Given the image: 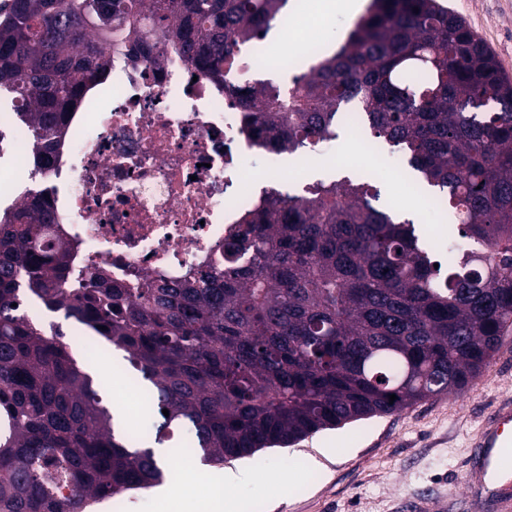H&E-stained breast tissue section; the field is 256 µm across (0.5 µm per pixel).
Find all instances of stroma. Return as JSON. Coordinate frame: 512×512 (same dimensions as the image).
<instances>
[{
  "label": "stroma",
  "mask_w": 512,
  "mask_h": 512,
  "mask_svg": "<svg viewBox=\"0 0 512 512\" xmlns=\"http://www.w3.org/2000/svg\"><path fill=\"white\" fill-rule=\"evenodd\" d=\"M293 19L289 33L311 30L321 54L338 49L352 19L321 16L313 6L298 8L289 0ZM462 16L495 55L502 73L512 77V0H443ZM361 142L350 134L312 148L308 179L334 171L347 160L348 172L373 182L382 202L413 208L436 241H447V226L433 204L414 191L404 169L391 158L364 159ZM495 357L497 368L481 374L463 393L430 399L394 415L361 420L327 429L287 448L257 451L270 473L286 472L287 495L269 483L238 488L231 512H406L415 496L453 499L464 490L462 474L470 454L468 444L481 416L499 397H512V333ZM323 448L333 449L320 457ZM320 457L323 468L312 472L309 458Z\"/></svg>",
  "instance_id": "35a3bbf8"
}]
</instances>
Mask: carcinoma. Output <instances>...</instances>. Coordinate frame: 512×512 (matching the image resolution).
Listing matches in <instances>:
<instances>
[{
    "label": "carcinoma",
    "instance_id": "cac0c4a2",
    "mask_svg": "<svg viewBox=\"0 0 512 512\" xmlns=\"http://www.w3.org/2000/svg\"><path fill=\"white\" fill-rule=\"evenodd\" d=\"M288 0H8L0 4V95L30 123L33 168L86 88L104 79L112 31L130 55L173 34L224 84L244 132L300 154L338 136L344 111L398 150L451 217L441 257L424 228L369 181L274 189L224 242V266L181 285L150 280L129 303L100 273L59 288L70 247L24 193L0 212V512H86L165 473L153 443L188 427L219 464L310 433L464 392L512 330V80L439 0H372L331 56L288 94L241 88L238 43L260 40ZM49 311L103 337L148 384L149 429L113 425L93 376L59 331L16 306L18 281ZM396 395L389 402L390 395ZM168 410L164 415L162 410Z\"/></svg>",
    "mask_w": 512,
    "mask_h": 512
}]
</instances>
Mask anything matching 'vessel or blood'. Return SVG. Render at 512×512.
Returning a JSON list of instances; mask_svg holds the SVG:
<instances>
[{"label":"vessel or blood","mask_w":512,"mask_h":512,"mask_svg":"<svg viewBox=\"0 0 512 512\" xmlns=\"http://www.w3.org/2000/svg\"><path fill=\"white\" fill-rule=\"evenodd\" d=\"M465 464V500L483 496L496 512H512V468H504V458H512V399L503 397L490 406L476 435Z\"/></svg>","instance_id":"b4317fda"}]
</instances>
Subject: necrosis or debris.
I'll list each match as a JSON object with an SVG mask.
<instances>
[{"mask_svg": "<svg viewBox=\"0 0 512 512\" xmlns=\"http://www.w3.org/2000/svg\"><path fill=\"white\" fill-rule=\"evenodd\" d=\"M150 56L112 57L104 79L112 103L87 104L52 146L54 163L35 187L46 195L56 234L71 244L64 288L100 271L113 286L149 279L177 285L218 265L242 216L270 190L285 153L243 132V115L223 85L184 61L174 40L154 35ZM33 135L16 112L0 114V196L14 194L15 171L29 167ZM264 154L269 174H249Z\"/></svg>", "mask_w": 512, "mask_h": 512, "instance_id": "1", "label": "necrosis or debris"}]
</instances>
